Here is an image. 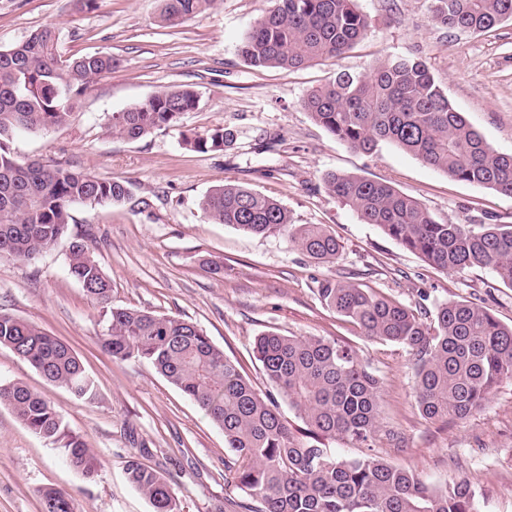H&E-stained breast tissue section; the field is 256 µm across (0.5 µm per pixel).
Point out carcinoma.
<instances>
[{"instance_id":"carcinoma-1","label":"carcinoma","mask_w":512,"mask_h":512,"mask_svg":"<svg viewBox=\"0 0 512 512\" xmlns=\"http://www.w3.org/2000/svg\"><path fill=\"white\" fill-rule=\"evenodd\" d=\"M272 7L248 31L239 55L253 67L300 68L350 50L369 27L355 0H271ZM433 17L460 32L485 33L512 20V0H431ZM214 0H161L160 22L175 28ZM52 26L0 49V256L31 260L69 230L71 208L115 204L127 186L62 164L20 160L9 148L19 131L38 132L66 123L77 98L116 60L94 53L64 57ZM188 86L160 91L112 115V134L142 138L176 123L198 107ZM303 108L350 148L374 153L392 143L448 176L512 196V154L500 153L456 111L420 59L387 57L369 73L339 72L308 93ZM233 142L229 129L185 139L190 150L219 151ZM327 190L365 224L377 225L405 249L442 272L488 268L512 288V225L452 224L437 220L415 198L392 184L332 173ZM208 220L253 235L285 234L318 262L336 259L341 245L317 224H295L279 201L237 185H222L201 202ZM86 229L69 245L68 274L103 309L101 347L116 361L150 364L192 399L224 432L233 484L258 506L245 512H477V493L460 480L443 489L375 454L347 458L326 441L373 449L399 440L385 429L380 382L356 352L321 337L266 331L253 352L263 372L305 430L293 431L269 395L258 393L237 365L197 324L177 316L111 305L112 284L93 255ZM316 292L325 306L357 324L365 336L401 345L414 356L417 406L430 421L464 419L482 409L495 386L512 379V325L468 300L435 311L408 308L354 284L327 278ZM0 347L10 349L46 380L91 399L95 384L73 350L33 323L0 311ZM8 405L32 433L62 444L70 465L84 477L99 467L96 453L69 434L61 414L21 382L0 385ZM127 480L152 512H180L170 481L130 458ZM45 512H75L62 489L41 491Z\"/></svg>"}]
</instances>
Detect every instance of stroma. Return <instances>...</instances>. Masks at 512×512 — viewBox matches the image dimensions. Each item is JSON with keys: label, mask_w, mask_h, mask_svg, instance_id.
Wrapping results in <instances>:
<instances>
[{"label": "stroma", "mask_w": 512, "mask_h": 512, "mask_svg": "<svg viewBox=\"0 0 512 512\" xmlns=\"http://www.w3.org/2000/svg\"><path fill=\"white\" fill-rule=\"evenodd\" d=\"M370 26L341 58L293 70L247 65L238 47L270 0H216L182 26L159 21L160 0H97L76 11L72 0H0V48L47 25L60 33L64 56L112 54V72L80 97L69 121L9 142L19 159L61 162L102 179L126 181L118 204H77L69 231L90 228L95 257L112 283V303L196 323L262 394L272 386L254 358L258 334L318 336L356 351L381 382L384 422L400 447L376 453L443 487L463 479L478 492L479 512H512V379L485 408L465 419L431 422L416 404L406 348L364 336L319 299V281L335 278L434 309L469 300L512 324V288L487 268L441 272L378 226L362 223L325 186L331 172L386 181L416 198L438 220L511 224L512 197L457 181L391 144L368 155L317 125L301 106L313 88L346 70L366 74L387 56L427 62L452 106L488 143L512 153V21L482 34L448 30L431 0H356ZM179 86L198 107L175 125L137 140L112 135L113 113ZM225 127L221 151L198 153L186 138ZM223 184L279 200L295 223L320 224L342 245L316 263L281 234L251 235L209 221L204 196ZM68 240L32 261L0 258V309L69 345L96 387L94 400L52 385L12 351L0 348V384L21 382L41 394L100 460L93 479L66 461L62 448L21 424L0 405V512H42V489L67 491L76 512H151L126 480L129 457L170 479L181 512H236L245 496L228 482L224 434L189 398L144 362L116 361L98 338L100 307L67 272ZM223 264L210 274L207 262Z\"/></svg>", "instance_id": "35a3bbf8"}]
</instances>
